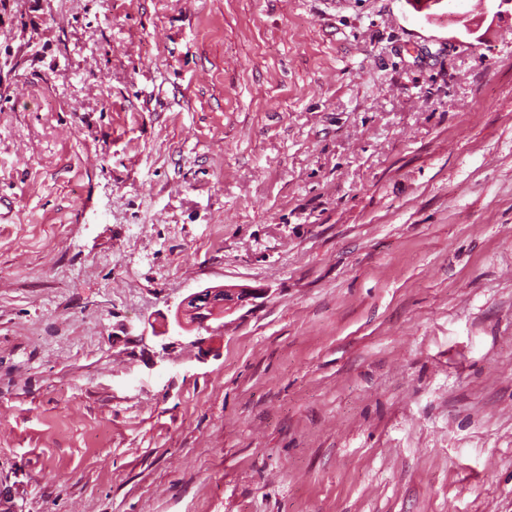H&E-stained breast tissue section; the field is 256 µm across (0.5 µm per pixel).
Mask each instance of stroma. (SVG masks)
Segmentation results:
<instances>
[{
  "mask_svg": "<svg viewBox=\"0 0 512 512\" xmlns=\"http://www.w3.org/2000/svg\"><path fill=\"white\" fill-rule=\"evenodd\" d=\"M0 512H512V6L0 0ZM257 288L243 286H209L188 295L177 306L171 319L166 318L164 333L171 336H185L195 329L208 327L212 319H220L233 308L239 307L254 297ZM206 301L202 306L201 301Z\"/></svg>",
  "mask_w": 512,
  "mask_h": 512,
  "instance_id": "1",
  "label": "stroma"
}]
</instances>
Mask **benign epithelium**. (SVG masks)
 Masks as SVG:
<instances>
[{"instance_id":"obj_1","label":"benign epithelium","mask_w":512,"mask_h":512,"mask_svg":"<svg viewBox=\"0 0 512 512\" xmlns=\"http://www.w3.org/2000/svg\"><path fill=\"white\" fill-rule=\"evenodd\" d=\"M258 292V288L226 285L209 286L193 292L177 306L172 317L165 320L164 333L185 336L205 327L212 319L224 317Z\"/></svg>"}]
</instances>
